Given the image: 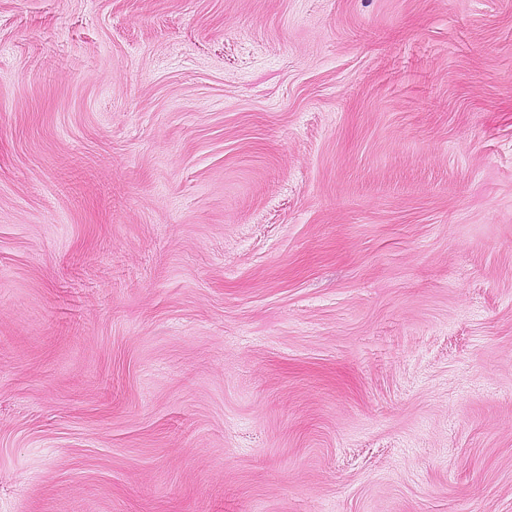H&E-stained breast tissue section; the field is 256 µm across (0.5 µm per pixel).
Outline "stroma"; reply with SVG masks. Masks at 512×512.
I'll return each instance as SVG.
<instances>
[{
	"label": "stroma",
	"instance_id": "obj_1",
	"mask_svg": "<svg viewBox=\"0 0 512 512\" xmlns=\"http://www.w3.org/2000/svg\"><path fill=\"white\" fill-rule=\"evenodd\" d=\"M0 512H512V0H0Z\"/></svg>",
	"mask_w": 512,
	"mask_h": 512
}]
</instances>
